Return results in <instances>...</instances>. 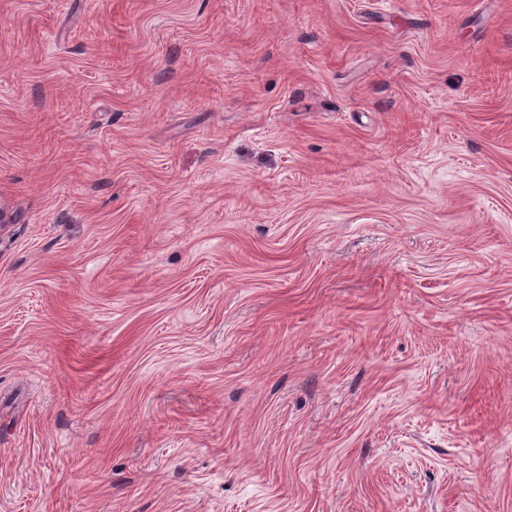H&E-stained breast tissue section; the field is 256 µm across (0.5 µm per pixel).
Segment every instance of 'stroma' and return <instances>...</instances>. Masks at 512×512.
<instances>
[{
  "label": "stroma",
  "instance_id": "stroma-1",
  "mask_svg": "<svg viewBox=\"0 0 512 512\" xmlns=\"http://www.w3.org/2000/svg\"><path fill=\"white\" fill-rule=\"evenodd\" d=\"M0 512H512V0H0Z\"/></svg>",
  "mask_w": 512,
  "mask_h": 512
}]
</instances>
